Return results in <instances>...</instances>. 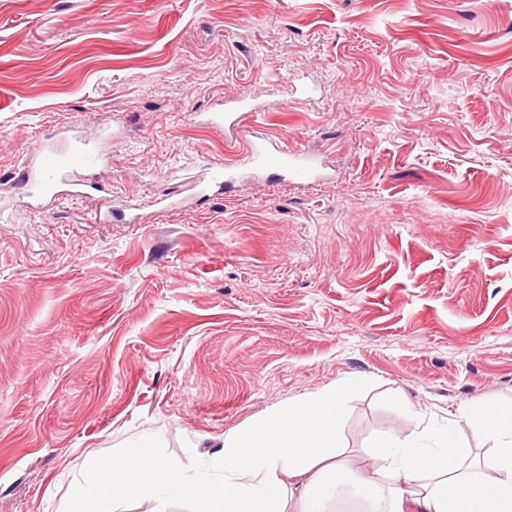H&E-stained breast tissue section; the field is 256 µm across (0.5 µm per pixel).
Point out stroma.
Instances as JSON below:
<instances>
[{"mask_svg": "<svg viewBox=\"0 0 512 512\" xmlns=\"http://www.w3.org/2000/svg\"><path fill=\"white\" fill-rule=\"evenodd\" d=\"M228 101L234 136L202 121ZM56 131L139 223L32 206ZM264 133L318 180L238 167ZM346 380L356 473L413 413L481 449L458 407L512 404V0H0V512H60L126 448L221 475L225 435Z\"/></svg>", "mask_w": 512, "mask_h": 512, "instance_id": "obj_1", "label": "stroma"}]
</instances>
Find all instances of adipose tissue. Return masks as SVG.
<instances>
[{"instance_id": "obj_1", "label": "adipose tissue", "mask_w": 512, "mask_h": 512, "mask_svg": "<svg viewBox=\"0 0 512 512\" xmlns=\"http://www.w3.org/2000/svg\"><path fill=\"white\" fill-rule=\"evenodd\" d=\"M342 383L266 412L224 438V474L178 481L173 469L143 448L113 454L87 495L65 512H88L87 497L146 500L177 492L206 503L207 512H286L284 490L299 495L298 512H330L356 499L365 512H512V408L467 405L465 420L490 443L474 455L453 423L417 418L413 438L381 437L373 465L351 476L333 449L339 410L350 393Z\"/></svg>"}]
</instances>
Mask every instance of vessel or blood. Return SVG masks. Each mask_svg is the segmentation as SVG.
<instances>
[{
    "label": "vessel or blood",
    "mask_w": 512,
    "mask_h": 512,
    "mask_svg": "<svg viewBox=\"0 0 512 512\" xmlns=\"http://www.w3.org/2000/svg\"><path fill=\"white\" fill-rule=\"evenodd\" d=\"M241 160L257 170L287 173L295 181L313 177L317 163L314 155L277 140L266 144L243 143ZM108 165L107 154L97 145L87 142L68 143L61 148L49 145L41 151L36 165L22 168L19 183L31 197L83 198L92 188L86 173L104 170Z\"/></svg>",
    "instance_id": "1"
}]
</instances>
